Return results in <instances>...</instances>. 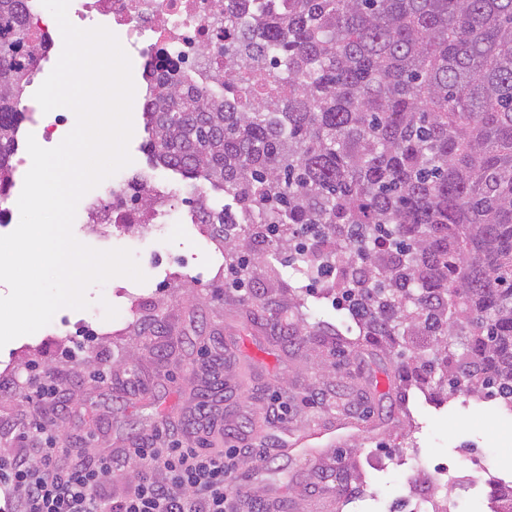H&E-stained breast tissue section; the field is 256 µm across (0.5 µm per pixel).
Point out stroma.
I'll list each match as a JSON object with an SVG mask.
<instances>
[{"label": "stroma", "instance_id": "1", "mask_svg": "<svg viewBox=\"0 0 512 512\" xmlns=\"http://www.w3.org/2000/svg\"><path fill=\"white\" fill-rule=\"evenodd\" d=\"M132 120V162L123 173H150L159 206L175 205V219L134 237L130 225L101 223L93 210L76 215L73 234L99 250H132L146 282L116 277L91 287L88 309H60L38 332L0 348V383H23L35 362L48 384L64 390L58 444L88 437L106 452L129 447L160 409L177 438L192 441L206 391L218 415L203 433L208 448H224L232 433L264 445L263 457H246L243 470L260 496L281 490L288 512H395L398 498L426 497L427 482L396 466L403 448L416 449L426 472L469 451L512 481V412L424 382L413 356L417 337L365 340L333 305L331 285L309 290L284 256L253 262L254 294L228 287L230 255L210 225L191 222L190 187L151 164L141 113ZM298 319L309 327L301 338L286 330ZM85 339L88 357L65 362L63 351ZM246 367L252 379L244 391L238 375ZM101 368L111 370V383L90 384ZM310 392L324 405L306 406ZM270 395L286 408L282 423L264 420ZM313 424L329 431L333 446L302 441Z\"/></svg>", "mask_w": 512, "mask_h": 512}]
</instances>
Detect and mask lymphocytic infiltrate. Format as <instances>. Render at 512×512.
Segmentation results:
<instances>
[{
    "label": "lymphocytic infiltrate",
    "instance_id": "obj_1",
    "mask_svg": "<svg viewBox=\"0 0 512 512\" xmlns=\"http://www.w3.org/2000/svg\"><path fill=\"white\" fill-rule=\"evenodd\" d=\"M57 419L40 415V447L0 452V512H251L266 504L237 480L247 449L212 451L173 440L166 427L119 454L77 452L61 461Z\"/></svg>",
    "mask_w": 512,
    "mask_h": 512
}]
</instances>
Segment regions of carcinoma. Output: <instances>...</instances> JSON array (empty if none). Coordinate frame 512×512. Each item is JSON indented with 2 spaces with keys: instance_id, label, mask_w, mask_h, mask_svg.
I'll list each match as a JSON object with an SVG mask.
<instances>
[{
  "instance_id": "1",
  "label": "carcinoma",
  "mask_w": 512,
  "mask_h": 512,
  "mask_svg": "<svg viewBox=\"0 0 512 512\" xmlns=\"http://www.w3.org/2000/svg\"><path fill=\"white\" fill-rule=\"evenodd\" d=\"M216 101L145 81L153 165L300 231L294 263L366 280L376 333L512 404V0H224ZM49 38L0 0V200Z\"/></svg>"
}]
</instances>
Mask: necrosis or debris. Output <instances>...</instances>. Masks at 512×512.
Wrapping results in <instances>:
<instances>
[{
    "instance_id": "4bbe7bcc",
    "label": "necrosis or debris",
    "mask_w": 512,
    "mask_h": 512,
    "mask_svg": "<svg viewBox=\"0 0 512 512\" xmlns=\"http://www.w3.org/2000/svg\"><path fill=\"white\" fill-rule=\"evenodd\" d=\"M74 25L103 26L122 40L141 68L170 65L177 73H197L208 88L211 69L224 65V0H70ZM101 198L112 208V221L133 224L141 212L149 223L165 224L169 210L130 204L124 178L106 183Z\"/></svg>"
}]
</instances>
